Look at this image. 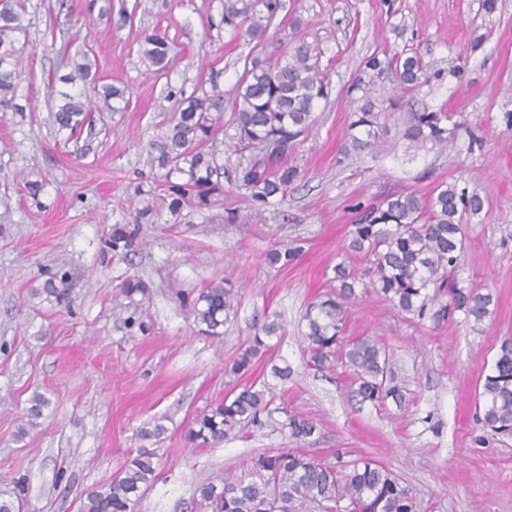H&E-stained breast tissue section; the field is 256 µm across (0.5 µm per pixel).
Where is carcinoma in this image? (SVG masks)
I'll use <instances>...</instances> for the list:
<instances>
[{
    "mask_svg": "<svg viewBox=\"0 0 512 512\" xmlns=\"http://www.w3.org/2000/svg\"><path fill=\"white\" fill-rule=\"evenodd\" d=\"M278 0H224V25L250 41H260L273 24ZM22 0H0V106L16 112V89L23 79L18 49L12 34L23 29ZM140 52L155 72L165 71L173 61L170 42L159 34L144 37ZM368 80H358L352 90L366 99L349 128L353 149L371 148L379 138L378 113L371 97L384 75L395 73L396 88L407 91L427 78L421 58L397 56L388 62L372 55L365 61ZM83 83L98 91L91 65L72 61L66 84ZM330 82L311 49L302 43L289 58L262 64L257 60L244 66L239 79L231 124L235 129L234 150L249 149L256 157L239 163L241 186L251 199L266 203L288 193L297 170L285 159L296 140L315 124V112L328 99ZM129 91L116 85L104 87V96L117 103L115 111L128 106ZM86 92H60V104L52 113L53 123L69 136H78L89 123ZM224 118V94L215 89L188 100L170 121L165 133L151 145L149 162L166 170L165 197L171 212L195 200L209 204L218 188L215 155L209 143L215 139ZM458 125L446 112H418L405 132L415 147L445 144L455 136ZM184 173V182L169 176ZM483 198L458 184H448L423 200L414 193L399 194L383 202L359 208L352 224L346 250L360 257L357 265L341 261L333 267L330 291L305 313L307 363L316 370H331L342 363L349 368L355 393L363 402L381 406L392 400L401 403L403 389L395 379L385 346L374 336H346L344 324L351 305L360 295L373 291L399 310L424 317L436 301L448 295V302L432 318L445 321L454 312L476 323L491 314L492 296L459 286L456 277L458 253L464 241L465 216L477 215ZM136 236L122 228L112 232V249L131 250ZM300 248L271 249V264H288ZM200 331L207 336L223 335L224 323L236 316L237 294L213 280L192 302ZM280 331L272 320L257 328L248 345L230 366L245 375L270 348L268 340ZM481 423L493 435H512V338L504 339L484 375L479 393ZM246 427L271 428L288 432L292 440L305 442L317 425L276 403L273 387L261 377L247 379L234 387L216 406L197 414L187 431L188 440L199 448L224 441ZM157 464L146 448L138 450L112 481L86 495L82 512H134L143 493L155 481ZM196 504L203 512H419L411 489L391 470L376 460L325 462L309 448H278L250 457L240 475L229 472L220 487L202 483L196 488Z\"/></svg>",
    "mask_w": 512,
    "mask_h": 512,
    "instance_id": "1",
    "label": "carcinoma"
}]
</instances>
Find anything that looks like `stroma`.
Returning <instances> with one entry per match:
<instances>
[{"mask_svg":"<svg viewBox=\"0 0 512 512\" xmlns=\"http://www.w3.org/2000/svg\"><path fill=\"white\" fill-rule=\"evenodd\" d=\"M85 3L28 0L15 35L27 71L21 109H0V501L20 512H81L87 493L145 446L158 478L136 512H199V483L221 484L250 456L289 444L268 429L212 448L185 437L192 418L236 385L225 367L255 326L274 318L281 334L253 370L290 366L276 398L317 423L314 455L375 459L403 478L420 512H512V439L490 435L478 414L483 373L512 337V129L502 120L512 111V0L490 14L482 0H280L256 47L224 26L222 0H112L108 17ZM155 32L177 51L162 76L140 56ZM301 42L328 71L331 94L288 156L299 175L287 198L260 206L240 187L227 126L215 143L219 191L208 206L171 214L148 153L182 99L216 88L232 108L245 62ZM401 51L422 57L428 82L380 112L374 149L349 151L362 104L352 85L365 59ZM84 56L101 83L128 86L130 103L116 112L95 98L91 127L72 138L51 114L58 76ZM416 112L452 113L454 139L411 147L403 133ZM28 181L40 183L37 194ZM450 183L485 199L466 220L457 278L490 289L493 313L439 324L375 294L360 298L345 333L386 344L406 395L404 407H373L354 395L346 368L307 367L301 317L344 256L355 205L411 191L426 198ZM146 206L151 217L138 222ZM117 227L136 232V248L113 250ZM292 243L301 252L288 267L267 264L268 249ZM60 277L66 296L44 292ZM215 279L240 297L219 338L202 335L192 315ZM137 280L146 294L122 296ZM37 397L45 405L34 418ZM157 423L164 433L141 443L138 431Z\"/></svg>","mask_w":512,"mask_h":512,"instance_id":"1","label":"stroma"}]
</instances>
